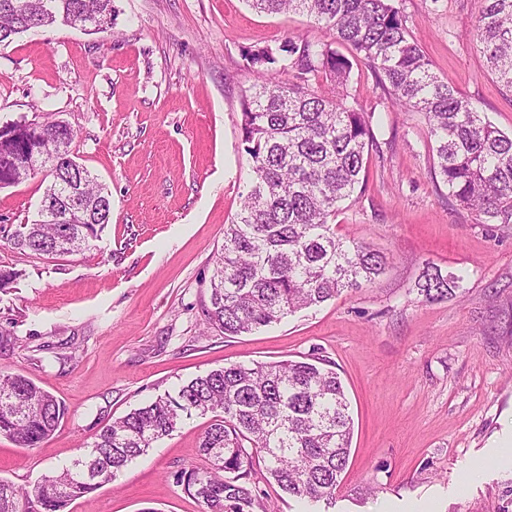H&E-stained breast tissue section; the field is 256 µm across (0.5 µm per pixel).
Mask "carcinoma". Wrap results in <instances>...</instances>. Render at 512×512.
<instances>
[{"mask_svg": "<svg viewBox=\"0 0 512 512\" xmlns=\"http://www.w3.org/2000/svg\"><path fill=\"white\" fill-rule=\"evenodd\" d=\"M261 12H293L321 23L334 43L289 38L243 54L263 66L265 82L242 97L241 143L251 180L236 220L214 260L206 325L226 336L249 333L374 282L389 264L370 245L336 236L329 220L361 182L364 150L374 141V113L348 92L358 62L386 86L392 103L421 112L430 126L434 169L448 196L483 224L512 222V136L439 79L411 38L397 0H247ZM112 0H0V44L33 28L66 21L81 31L112 24ZM489 70L512 92V0H481L474 30ZM330 81L334 94L312 82ZM0 142V184L34 174L21 163L46 144L50 122H13ZM44 195L71 181L82 189L90 224H22L15 249L37 255L81 252L109 224L104 185L73 158L46 173ZM416 288L427 302L447 299L458 278L425 270ZM211 415L200 442L205 466L180 473L184 490L208 512H273L249 487L260 457L290 497L330 501L348 464L353 419L331 368L303 361L235 364L212 370L142 407L107 421L71 465L16 487L0 479V512H66L76 498L116 479L153 444L193 415ZM65 408L20 374L0 372V435L37 448L59 428Z\"/></svg>", "mask_w": 512, "mask_h": 512, "instance_id": "cac0c4a2", "label": "carcinoma"}]
</instances>
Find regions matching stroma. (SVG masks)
<instances>
[{
	"instance_id": "35a3bbf8",
	"label": "stroma",
	"mask_w": 512,
	"mask_h": 512,
	"mask_svg": "<svg viewBox=\"0 0 512 512\" xmlns=\"http://www.w3.org/2000/svg\"><path fill=\"white\" fill-rule=\"evenodd\" d=\"M111 29L63 25L0 45V125L61 120L72 151L111 195L112 218L80 253L12 248L33 223L42 177L0 188V370L67 408L55 434L21 448L0 436V479L24 485L68 466L108 419L231 364L330 361L354 421L330 502L286 496L255 463L251 486L275 512H512V223L482 224L433 170L427 119L393 106L365 66L348 90L374 111L365 176L333 222L387 254L374 283L240 336L205 329L214 256L250 180L241 97L266 73L244 50L322 25L256 12L247 0H113ZM434 71L500 130L512 93L471 36L479 0H401ZM460 276L427 302L426 266ZM210 419L196 415L68 512H206L177 479L203 465ZM375 487L365 495V487Z\"/></svg>"
}]
</instances>
